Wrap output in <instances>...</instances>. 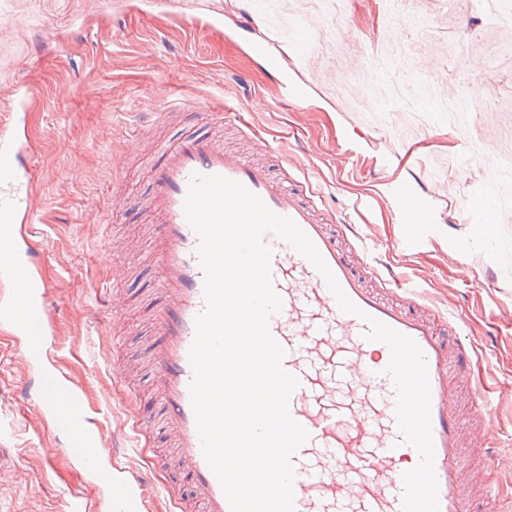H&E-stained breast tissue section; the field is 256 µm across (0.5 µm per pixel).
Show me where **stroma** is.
I'll list each match as a JSON object with an SVG mask.
<instances>
[{
	"mask_svg": "<svg viewBox=\"0 0 512 512\" xmlns=\"http://www.w3.org/2000/svg\"><path fill=\"white\" fill-rule=\"evenodd\" d=\"M0 0V125L12 89L36 95L16 135L36 180L29 252L49 285L52 367L84 390L92 426L117 464L143 475L149 512H197L186 486L148 462L168 444L147 364L162 301L143 203L154 168L187 130L224 119V143L250 153L287 187L309 184L335 224L355 225L354 267L392 268L422 295L437 330L458 323L478 360L458 367L454 401L491 405L465 481H489L484 450L512 459V0ZM223 20L209 26L210 16ZM301 78L289 102L283 74ZM478 111L459 106L480 80ZM193 113L185 121L184 113ZM406 180L432 214L399 244L389 195ZM488 197L499 222L476 231L461 206ZM121 361V372L112 364ZM40 374L0 326V512H69L75 495L109 512L93 476L33 393ZM150 441L130 452L135 419Z\"/></svg>",
	"mask_w": 512,
	"mask_h": 512,
	"instance_id": "35a3bbf8",
	"label": "stroma"
}]
</instances>
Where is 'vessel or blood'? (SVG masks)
Masks as SVG:
<instances>
[{
  "mask_svg": "<svg viewBox=\"0 0 512 512\" xmlns=\"http://www.w3.org/2000/svg\"><path fill=\"white\" fill-rule=\"evenodd\" d=\"M23 147L8 128L0 129V276L12 283L0 304V325L19 336L24 355L38 363L50 354L52 313L47 287L33 264L20 256L33 212L28 195L35 179L22 160ZM220 175L244 185L274 213L292 219L313 241L360 315L342 312L323 276L287 243L272 239L271 274L282 299L269 322L286 351L284 369L300 385L290 403L292 417L308 432L293 458L295 512H402L403 474L419 462L414 447L402 443L395 417L396 391L386 373L389 347L367 340L364 315H371L412 338L423 351L431 389V423L440 512H467L462 482L463 440L452 403L451 364L466 349L450 352L431 321L407 312L418 293L397 275L378 274L381 291L366 288L348 255L337 244L314 202L281 188L267 171L224 150L214 138L187 136L153 171L149 202L159 247L154 265L164 294L152 320L150 350L155 390L167 410L174 457L154 456L155 469L178 461L190 478L203 512H231L223 489L204 458L191 405L193 370L189 351L195 318L204 309L199 238L184 213L193 175ZM402 243L414 240L413 221L431 214L407 181L390 184ZM38 395L42 409L68 439L67 451L93 473L110 494L111 512H145L140 477L106 463L99 434L90 426L85 395L63 373L43 372Z\"/></svg>",
  "mask_w": 512,
  "mask_h": 512,
  "instance_id": "1",
  "label": "vessel or blood"
}]
</instances>
